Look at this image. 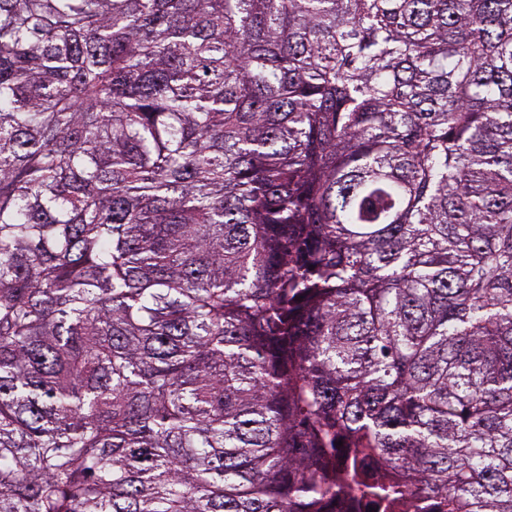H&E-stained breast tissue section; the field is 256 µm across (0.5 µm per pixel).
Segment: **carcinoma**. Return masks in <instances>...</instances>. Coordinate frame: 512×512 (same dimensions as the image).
I'll return each mask as SVG.
<instances>
[{
    "instance_id": "carcinoma-1",
    "label": "carcinoma",
    "mask_w": 512,
    "mask_h": 512,
    "mask_svg": "<svg viewBox=\"0 0 512 512\" xmlns=\"http://www.w3.org/2000/svg\"><path fill=\"white\" fill-rule=\"evenodd\" d=\"M346 495L512 512V0H0V512Z\"/></svg>"
}]
</instances>
